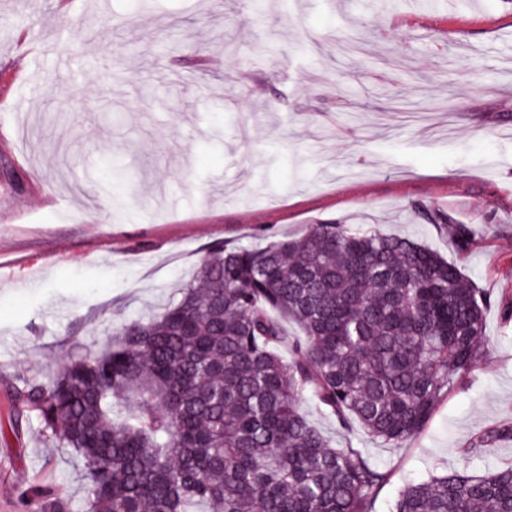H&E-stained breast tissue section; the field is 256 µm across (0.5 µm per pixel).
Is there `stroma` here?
Segmentation results:
<instances>
[{
  "mask_svg": "<svg viewBox=\"0 0 512 512\" xmlns=\"http://www.w3.org/2000/svg\"><path fill=\"white\" fill-rule=\"evenodd\" d=\"M331 222L412 236L494 299L482 358L401 447L303 402L390 470L373 512L512 465V441L462 453L512 415V0H0V512H42L34 485L83 497L80 464L11 416L18 371L103 351L213 244Z\"/></svg>",
  "mask_w": 512,
  "mask_h": 512,
  "instance_id": "obj_1",
  "label": "stroma"
}]
</instances>
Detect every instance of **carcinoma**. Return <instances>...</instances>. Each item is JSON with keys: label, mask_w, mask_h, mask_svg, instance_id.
<instances>
[{"label": "carcinoma", "mask_w": 512, "mask_h": 512, "mask_svg": "<svg viewBox=\"0 0 512 512\" xmlns=\"http://www.w3.org/2000/svg\"><path fill=\"white\" fill-rule=\"evenodd\" d=\"M449 230L459 248L472 244L468 225ZM490 306L409 237L314 224L216 244L163 312L97 355L17 375L11 404L80 463L81 512H372L390 472L332 447L300 400L397 447L481 358ZM511 440L506 422L464 452ZM26 496L69 510L51 488ZM391 512H512V465L410 483Z\"/></svg>", "instance_id": "cac0c4a2"}]
</instances>
